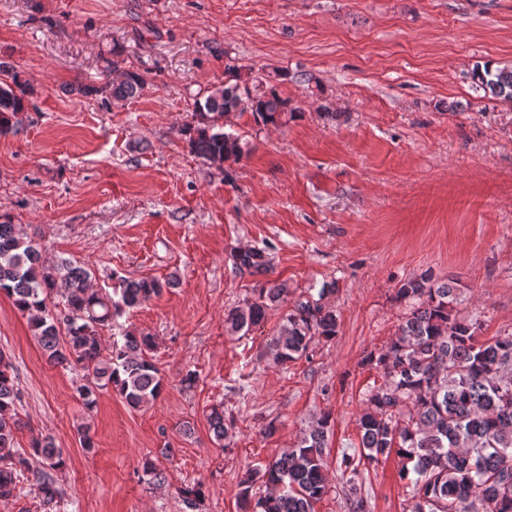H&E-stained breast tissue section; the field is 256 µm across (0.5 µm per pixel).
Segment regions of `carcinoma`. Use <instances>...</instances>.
Masks as SVG:
<instances>
[{
	"label": "carcinoma",
	"mask_w": 512,
	"mask_h": 512,
	"mask_svg": "<svg viewBox=\"0 0 512 512\" xmlns=\"http://www.w3.org/2000/svg\"><path fill=\"white\" fill-rule=\"evenodd\" d=\"M230 80L196 102V124L187 127L191 151L221 167L244 153L241 138L224 131L231 119L248 114L258 126L275 125L288 116V100L276 92H254L228 66ZM0 134L22 122L27 88L0 62ZM475 87L512 99V68L487 66L472 72ZM143 86L133 72L112 84V97H136ZM237 270L251 275L268 272L265 250L234 251ZM93 273L65 258L48 260L15 224L0 222V294L27 316L33 335L49 364L68 369L79 365L85 382L76 387L87 409L97 391L112 389L133 408L155 401L162 391L158 369L149 356L151 336L127 330L104 345L101 331L112 320L161 293L163 284L148 279H120L112 293L92 287ZM288 288L273 284L229 311L230 334L261 327L267 313L285 301ZM396 299L408 311L386 349L369 354L368 363L381 372L382 383L366 389L358 427L359 445L342 453V495L349 512H368L367 466L395 454L398 472L413 502L411 512H512V333L480 341L476 318L458 315V288L452 278L434 281L413 277L398 288ZM336 314L312 294L294 301L283 316L278 336L268 343L272 360L281 365L307 356L315 337L331 340ZM15 366L0 351V501L16 496L28 468L26 453L14 450L18 427ZM219 442L229 429L224 408L208 416ZM331 416L314 421L301 440L263 468H249L239 482V512H314L328 492L324 466ZM40 468L33 486L42 512H58L62 491L55 474L66 459L47 436L31 442ZM265 491L253 493L256 484ZM187 512H199L205 492L195 484L179 490Z\"/></svg>",
	"instance_id": "cac0c4a2"
}]
</instances>
